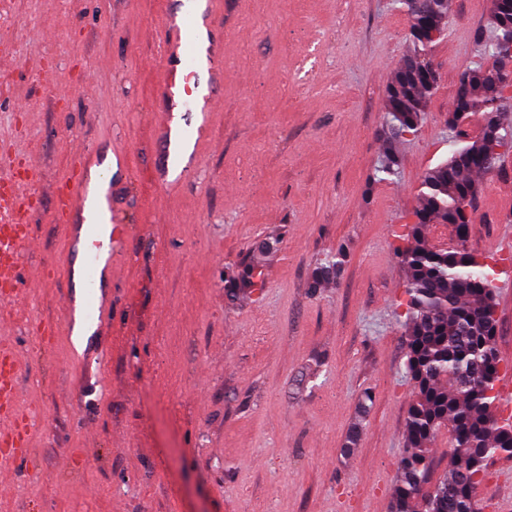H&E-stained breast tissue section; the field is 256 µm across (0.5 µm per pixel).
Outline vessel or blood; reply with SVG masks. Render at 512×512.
<instances>
[{"label":"vessel or blood","mask_w":512,"mask_h":512,"mask_svg":"<svg viewBox=\"0 0 512 512\" xmlns=\"http://www.w3.org/2000/svg\"><path fill=\"white\" fill-rule=\"evenodd\" d=\"M157 63L161 67L158 84L164 100L163 110L171 118L163 133L165 146L180 152L189 139L172 119L176 112L214 111L218 98L214 89L222 81L223 51L214 37L195 38L190 25L178 17H169L159 39ZM80 175L68 183L54 211V219L69 225L71 246L81 241L82 227L98 224L108 227L107 242H95L88 260L101 277L112 274L114 243L124 235L123 215L118 195L123 187L117 180L90 183L85 174L99 166L97 152H78ZM35 168L21 153L11 154L0 163V304L21 300L19 275L23 253L32 245L31 224L37 211ZM20 361L11 343L0 336V469L5 470L27 452L32 420L29 414L18 412L20 398Z\"/></svg>","instance_id":"1"}]
</instances>
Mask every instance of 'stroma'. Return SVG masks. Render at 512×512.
<instances>
[{
	"mask_svg": "<svg viewBox=\"0 0 512 512\" xmlns=\"http://www.w3.org/2000/svg\"><path fill=\"white\" fill-rule=\"evenodd\" d=\"M220 103L187 155L159 166L150 60L183 0H0V134L23 131L41 207L21 267L25 308L6 311L25 357L20 406L48 418L29 437L0 512H390L413 386L395 310L406 285L394 232L428 168L490 0H453L433 62L439 87L398 181H379L387 87L408 49L392 0H214ZM130 155L112 286L88 287L53 220L71 148ZM485 181L469 238L501 248L512 195ZM276 242L260 293L224 276ZM336 282L310 293L338 247ZM90 334L75 345L66 307ZM373 400L360 413L363 391ZM512 512V457L476 493Z\"/></svg>",
	"mask_w": 512,
	"mask_h": 512,
	"instance_id": "35a3bbf8",
	"label": "stroma"
}]
</instances>
